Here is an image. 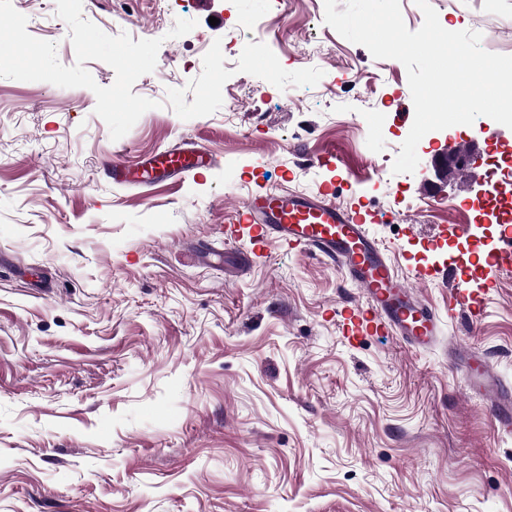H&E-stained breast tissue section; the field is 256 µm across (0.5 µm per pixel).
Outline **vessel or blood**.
Wrapping results in <instances>:
<instances>
[{"mask_svg": "<svg viewBox=\"0 0 512 512\" xmlns=\"http://www.w3.org/2000/svg\"><path fill=\"white\" fill-rule=\"evenodd\" d=\"M213 161L208 148L187 143L158 151L142 170H132L116 158L107 171L118 185H151L190 171H203ZM374 221L370 211L348 210L325 191L308 195L263 189L250 193L242 202L232 224L224 228V242L232 245L245 236L255 255L278 245L325 258L366 299L365 305L344 308L347 333L359 338L390 335L413 350L432 348L442 334L441 319L398 276L369 229ZM475 266L483 273L481 281L474 288L451 289L448 314L456 316L464 308L476 319L485 297L498 286V272L512 268L511 230L505 231L486 256L464 254L448 266L421 268L418 277L425 282L454 281ZM448 362L462 372L467 392L488 405L494 434L512 436V387L501 380L488 358L456 346L449 350Z\"/></svg>", "mask_w": 512, "mask_h": 512, "instance_id": "b4317fda", "label": "vessel or blood"}]
</instances>
